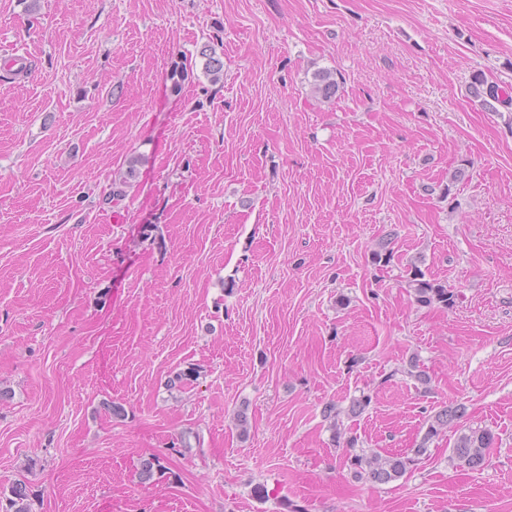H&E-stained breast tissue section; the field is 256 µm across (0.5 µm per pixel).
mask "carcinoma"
<instances>
[{
	"mask_svg": "<svg viewBox=\"0 0 512 512\" xmlns=\"http://www.w3.org/2000/svg\"><path fill=\"white\" fill-rule=\"evenodd\" d=\"M202 56L206 58L205 73L210 81L213 83L222 81L224 65L221 60L210 53L204 52ZM472 86L475 94H485L496 101L499 100V85L488 84L487 79L482 74L477 73L472 76ZM337 88L338 82L333 73L323 71L315 75L313 84L315 93L327 99L336 95ZM139 163L140 157L138 156H133L128 160L126 172L112 183V199L117 200L126 195V188L131 186V181L136 176ZM406 285L410 288V294L413 295L415 302L421 306L440 305L451 307L455 304L456 294L454 291L440 282L425 279L424 273L418 268L410 271V277L407 278ZM463 415L464 407L461 405L446 407L437 412L428 420V427L422 442L418 447L412 448L404 454L383 456L376 451L367 452L363 449L358 451L356 450L357 440L353 437L346 439V447L349 451L348 460L353 468L354 476L360 480L380 484L389 483L403 477L409 468L419 461L421 456L426 454L428 443L453 425L454 421L462 418ZM493 442L494 435L486 429L462 430L453 448V458L459 465L472 470L481 468L486 462L485 449L491 447ZM10 493L7 512H31L28 494L22 485L11 487Z\"/></svg>",
	"mask_w": 512,
	"mask_h": 512,
	"instance_id": "obj_1",
	"label": "carcinoma"
}]
</instances>
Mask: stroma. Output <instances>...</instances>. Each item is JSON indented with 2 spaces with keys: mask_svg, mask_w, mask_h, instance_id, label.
Returning a JSON list of instances; mask_svg holds the SVG:
<instances>
[{
  "mask_svg": "<svg viewBox=\"0 0 512 512\" xmlns=\"http://www.w3.org/2000/svg\"><path fill=\"white\" fill-rule=\"evenodd\" d=\"M15 50L0 489L33 512H512V106L471 88L512 86V0H0ZM413 264L453 307L415 303ZM363 392L359 447H417L461 404L485 465L451 461L450 428L399 480L355 479L324 411Z\"/></svg>",
  "mask_w": 512,
  "mask_h": 512,
  "instance_id": "stroma-1",
  "label": "stroma"
}]
</instances>
